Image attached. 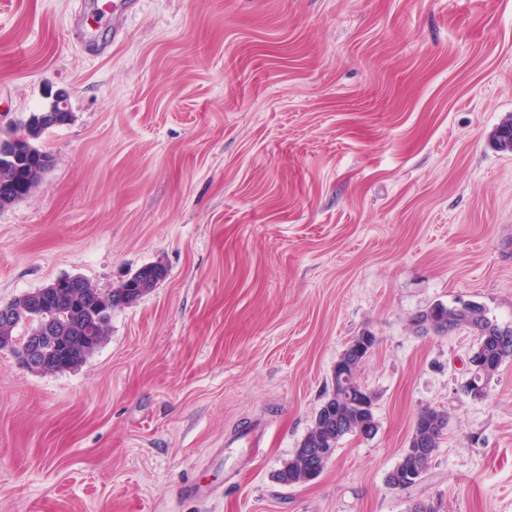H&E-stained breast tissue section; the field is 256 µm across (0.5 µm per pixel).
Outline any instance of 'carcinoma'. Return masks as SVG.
<instances>
[{"instance_id": "1", "label": "carcinoma", "mask_w": 512, "mask_h": 512, "mask_svg": "<svg viewBox=\"0 0 512 512\" xmlns=\"http://www.w3.org/2000/svg\"><path fill=\"white\" fill-rule=\"evenodd\" d=\"M42 113L30 116L23 128L7 133L13 139L12 150L17 162L0 167V206L19 202L33 193L46 171L44 157L50 153L39 144L43 132L59 125L53 121L40 124ZM495 148L512 153V115L506 116L492 133ZM167 276V269L159 263L140 267L128 281L109 292H102L84 283L81 288H67L46 297L37 289L9 302L15 318L7 328H0V341L18 348L29 336L42 337L43 372L56 373L74 370L84 364L94 350L79 342L78 337H108L112 311L130 306L149 294ZM414 332L420 335L452 334L467 329L477 336L485 366L497 373L502 363L512 357V329L504 335V328L494 323L485 308L477 303L455 307L436 304L421 310L411 319ZM376 345V337L366 344L352 340L340 354L337 362L351 372L356 390L364 385L359 371L368 354ZM375 398H367L360 406L336 400V392L327 394L316 412L314 421L290 458L276 473L275 479L287 486L318 477L326 464L315 457L313 449L337 450L340 441L367 428L376 429ZM448 414L425 408L416 416L408 446L398 464L388 473L387 485L394 490H405L414 481L405 477L409 470L425 471L439 446L447 425Z\"/></svg>"}]
</instances>
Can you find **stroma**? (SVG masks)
Returning a JSON list of instances; mask_svg holds the SVG:
<instances>
[{
  "label": "stroma",
  "mask_w": 512,
  "mask_h": 512,
  "mask_svg": "<svg viewBox=\"0 0 512 512\" xmlns=\"http://www.w3.org/2000/svg\"><path fill=\"white\" fill-rule=\"evenodd\" d=\"M124 30L97 0H0V132L60 91L71 114L0 208V305L168 270L77 369L0 351V512H512V359L474 400L473 333L410 328L466 302L512 327V0H140ZM364 333L375 435L279 484ZM427 407L448 426L391 489Z\"/></svg>",
  "instance_id": "1"
}]
</instances>
